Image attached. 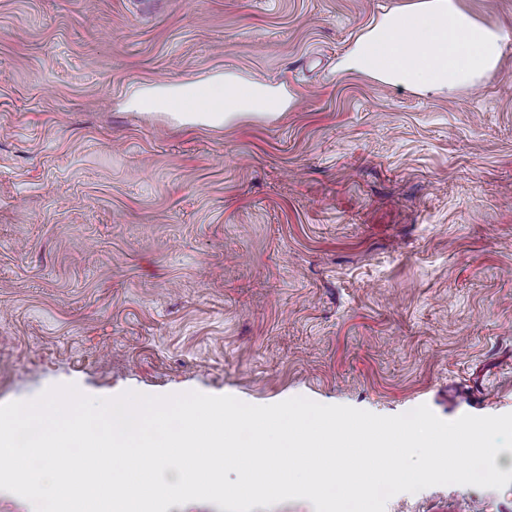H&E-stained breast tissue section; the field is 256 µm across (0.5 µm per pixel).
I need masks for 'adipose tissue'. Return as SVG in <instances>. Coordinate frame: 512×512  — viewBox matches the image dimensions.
Returning a JSON list of instances; mask_svg holds the SVG:
<instances>
[{"instance_id":"ef3b65f1","label":"adipose tissue","mask_w":512,"mask_h":512,"mask_svg":"<svg viewBox=\"0 0 512 512\" xmlns=\"http://www.w3.org/2000/svg\"><path fill=\"white\" fill-rule=\"evenodd\" d=\"M508 38L461 10L454 0H415L385 14L339 58L340 73H367L385 84H403L431 94L478 86L495 69ZM220 111L207 123L223 125L247 114L280 110L281 93L265 85L221 75L205 85Z\"/></svg>"}]
</instances>
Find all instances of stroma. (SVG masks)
Returning a JSON list of instances; mask_svg holds the SVG:
<instances>
[{
  "label": "stroma",
  "instance_id": "1",
  "mask_svg": "<svg viewBox=\"0 0 512 512\" xmlns=\"http://www.w3.org/2000/svg\"><path fill=\"white\" fill-rule=\"evenodd\" d=\"M412 0H0V404L72 384L512 413V39L428 97L336 60ZM512 35V0H456ZM233 73L220 127L126 110ZM385 512H512L440 485ZM210 100L223 104V109L201 117L207 123L223 125L247 114L277 112L283 104L281 93L265 85L240 81L233 75L218 76L203 85ZM198 85L194 81H185L167 90L148 91L131 98L128 105L130 109L137 111L167 110L166 102L173 98L181 99L184 104L190 105Z\"/></svg>",
  "mask_w": 512,
  "mask_h": 512
}]
</instances>
